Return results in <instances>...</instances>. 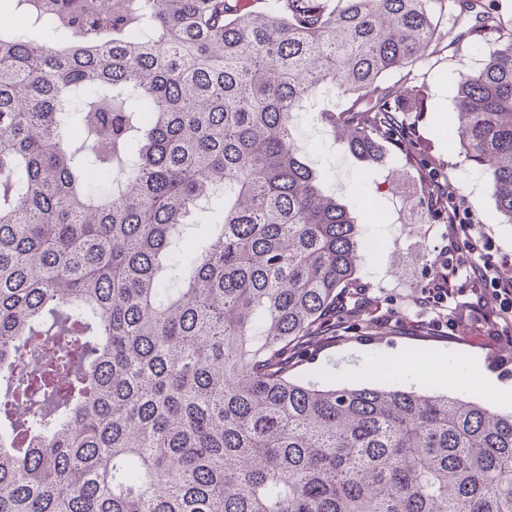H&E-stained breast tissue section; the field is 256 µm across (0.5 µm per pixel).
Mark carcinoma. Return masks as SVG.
Here are the masks:
<instances>
[{"label":"carcinoma","mask_w":512,"mask_h":512,"mask_svg":"<svg viewBox=\"0 0 512 512\" xmlns=\"http://www.w3.org/2000/svg\"><path fill=\"white\" fill-rule=\"evenodd\" d=\"M12 2L65 46L0 33V512H512V413L293 375L358 303L361 244L299 113L336 98L350 156L394 146L465 220L423 164L428 87L386 82L439 40L432 0ZM442 2L476 18L449 45L495 44L453 133L512 224V18ZM42 336L69 352L31 371Z\"/></svg>","instance_id":"carcinoma-1"}]
</instances>
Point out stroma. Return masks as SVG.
Wrapping results in <instances>:
<instances>
[{"instance_id":"35a3bbf8","label":"stroma","mask_w":512,"mask_h":512,"mask_svg":"<svg viewBox=\"0 0 512 512\" xmlns=\"http://www.w3.org/2000/svg\"><path fill=\"white\" fill-rule=\"evenodd\" d=\"M431 11L439 32L459 34L461 41L453 49L438 48L411 67L412 75L429 86L430 110L420 126L421 137L431 145L427 162L456 189L472 223L483 225L491 257L512 256V224L501 222L491 182L465 161L449 135L457 76L481 68L490 46L464 38L474 16L454 20L439 0H433ZM297 127L307 160L329 172L330 189L362 224L356 318L370 324L367 337L344 329L336 341L318 346L298 368V378L455 394L459 388L447 371L464 367L467 380L482 377L489 383L488 389L475 391V398L511 413L512 393L499 395L492 386L512 384V316L503 313L491 290L467 279L468 251L456 241L451 225L435 223L421 204L427 185L397 153L385 154L371 166L348 156L341 144L325 137L314 114H301ZM440 270L448 277V300L423 304L424 292ZM365 359L379 360L378 370L360 368ZM414 366L429 375V382H412Z\"/></svg>"}]
</instances>
